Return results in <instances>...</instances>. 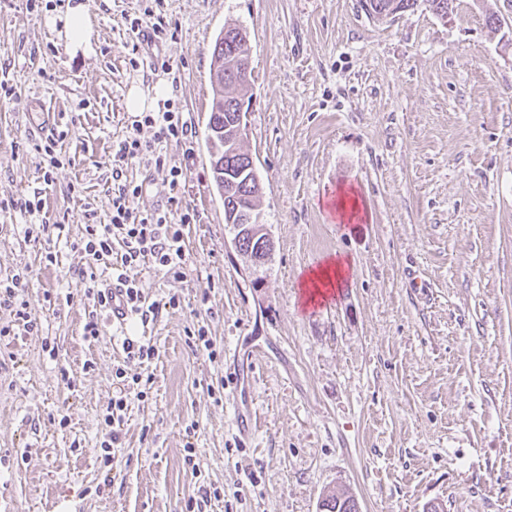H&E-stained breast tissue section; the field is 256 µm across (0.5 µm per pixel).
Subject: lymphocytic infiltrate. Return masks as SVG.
<instances>
[{
  "mask_svg": "<svg viewBox=\"0 0 512 512\" xmlns=\"http://www.w3.org/2000/svg\"><path fill=\"white\" fill-rule=\"evenodd\" d=\"M142 123L153 128L154 136L146 141L131 134L119 142L112 165L110 219L105 224L86 225L82 250L87 265L80 275L83 280H95L99 262L111 258L114 284L124 289L130 314L144 321L156 315L158 308L146 304L139 287L127 277L126 270L149 258L160 267L180 273L186 264L182 227L193 223L195 213L190 209L181 210L178 220L174 221L168 212H147L137 207L142 187L128 180V166L137 162L165 171L171 185H178L184 179L185 171L182 166L172 163L163 145L170 141L186 144L192 137V124L179 111L148 112L143 115ZM28 289L27 277L20 274L0 284V307L9 308L14 317L13 323L0 327V338L29 335L39 329L38 320L31 314ZM114 377L115 393L102 416L107 434L99 446L100 467L107 475L112 472L115 450L122 445L120 427L129 400L145 395L141 374L131 375L119 367Z\"/></svg>",
  "mask_w": 512,
  "mask_h": 512,
  "instance_id": "1",
  "label": "lymphocytic infiltrate"
}]
</instances>
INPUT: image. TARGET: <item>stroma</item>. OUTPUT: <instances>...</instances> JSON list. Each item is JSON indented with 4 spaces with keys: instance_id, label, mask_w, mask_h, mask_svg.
Instances as JSON below:
<instances>
[{
    "instance_id": "1",
    "label": "stroma",
    "mask_w": 512,
    "mask_h": 512,
    "mask_svg": "<svg viewBox=\"0 0 512 512\" xmlns=\"http://www.w3.org/2000/svg\"><path fill=\"white\" fill-rule=\"evenodd\" d=\"M67 2L0 0V81L16 92L0 99V199L36 195L43 207L0 210V281L27 275L41 325L0 341V512H182L203 482L224 491L211 512H319L330 488L361 512H512V29L486 24L502 0L388 19L360 0H84L88 56L51 23ZM147 10L175 33L154 69L129 62L126 21ZM227 24L248 34L241 147L274 241L257 286L231 245L204 140ZM160 81L193 125L191 158L164 147L186 161V180L173 188L138 164L127 176L144 186L140 210L174 197L197 217L183 228L182 277L149 259L126 271L159 306L125 332L157 357L128 365L120 329L83 334L93 301L79 276L82 214L109 211L113 145L153 137L125 109L129 87ZM42 101L67 133L54 165L33 132ZM343 193L358 220L328 208ZM45 217L51 264L25 234ZM332 254L351 276L328 304L304 308L302 276ZM48 292L66 303L48 304ZM198 325L256 365L249 440L236 435L230 391H207L224 361L189 347ZM121 364L151 383L130 401L105 487L96 451Z\"/></svg>"
}]
</instances>
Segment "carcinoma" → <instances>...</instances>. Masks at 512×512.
<instances>
[{
    "label": "carcinoma",
    "mask_w": 512,
    "mask_h": 512,
    "mask_svg": "<svg viewBox=\"0 0 512 512\" xmlns=\"http://www.w3.org/2000/svg\"><path fill=\"white\" fill-rule=\"evenodd\" d=\"M244 37L241 29L235 25L224 26V33L217 36L212 52V65L215 74L211 75L212 105L206 129L213 127L224 130L222 136L206 135L210 144V155L218 156L224 160V168L210 165L212 182L224 199V215L234 216V223L230 224L232 234L240 236L243 252H258L262 249L260 238L251 232V228L239 219H250L251 216H260L258 212L259 200L252 197L253 191L250 183L253 182L251 172L247 169L245 157L242 153H233L227 143L235 142V113L238 112L240 102L244 97V87L237 78L233 77L230 65L244 56Z\"/></svg>",
    "instance_id": "carcinoma-1"
}]
</instances>
